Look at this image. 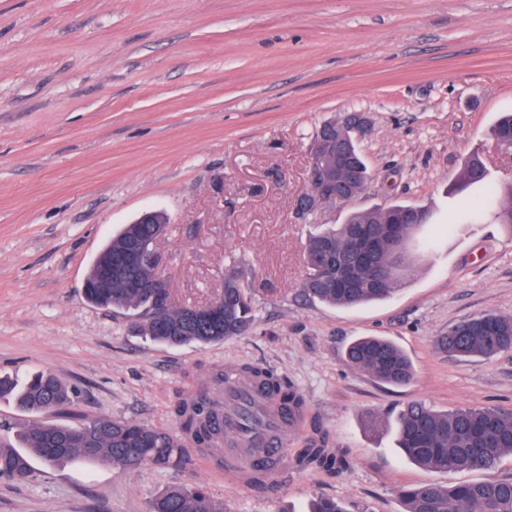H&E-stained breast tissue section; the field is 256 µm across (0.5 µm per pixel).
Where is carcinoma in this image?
Returning a JSON list of instances; mask_svg holds the SVG:
<instances>
[{
    "instance_id": "obj_1",
    "label": "carcinoma",
    "mask_w": 512,
    "mask_h": 512,
    "mask_svg": "<svg viewBox=\"0 0 512 512\" xmlns=\"http://www.w3.org/2000/svg\"><path fill=\"white\" fill-rule=\"evenodd\" d=\"M512 130V113L502 114L491 128L492 137L508 145L505 131ZM348 165L356 169L351 197L359 196L370 175L359 151ZM487 172L479 156L465 162L455 180L454 189H486L471 224L479 223L489 211L493 220L512 229V187L499 193L487 187ZM421 211L420 224H404L397 237L389 234L401 212ZM430 224V212L422 206L396 203L388 208L350 212L343 223L309 236L306 244L307 276L304 293L311 299L333 306L354 307L385 300L395 291L400 278L410 269L408 246ZM153 225L128 224L112 236L92 263L85 297L91 304L138 312V328L151 341L169 346H189L221 342L246 335L256 320L253 295L231 271L224 278V304L218 325L213 329L190 320L192 307L156 302L148 288H131L122 274L112 272V287H98L101 271L116 266L138 241L150 237ZM364 229L377 242L368 263L355 266L349 285L336 286L333 279L319 273L322 255L344 257L355 249L354 233ZM437 347L464 358L491 357L512 349V316L485 315L461 321L438 337ZM347 363L375 380L393 386L409 383L414 375L405 352L395 343L376 336L360 337L346 350ZM242 377L254 378L275 395L291 413H302L304 399L283 378L257 364H244L237 370ZM12 395L19 407L29 413L67 405L73 392L56 376L35 373L23 383L0 377V397ZM177 417L183 432L192 436L200 448L220 438L219 413L206 393L199 392L181 400ZM398 448L412 463L434 471H488L500 459L512 455V409L495 406L435 410L422 402L403 406L396 418ZM48 465L81 460L106 462L112 466L134 468L149 464L158 468L179 467L184 463V448L163 429L115 419H92L79 426L34 420L22 433V448L0 447V476L28 480L34 476L30 456ZM299 469L336 473L344 460L325 448V439L317 437L294 458ZM405 512H512V480H488L444 486L438 483L406 485L399 489ZM148 512H224L201 485L175 484L149 501Z\"/></svg>"
}]
</instances>
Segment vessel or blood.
Listing matches in <instances>:
<instances>
[{
	"label": "vessel or blood",
	"mask_w": 512,
	"mask_h": 512,
	"mask_svg": "<svg viewBox=\"0 0 512 512\" xmlns=\"http://www.w3.org/2000/svg\"><path fill=\"white\" fill-rule=\"evenodd\" d=\"M224 397L231 411L224 414V431L237 437L246 453L224 461L225 477L270 470L281 454L283 437L292 422L287 410L272 403L251 382L241 380L225 386Z\"/></svg>",
	"instance_id": "1"
}]
</instances>
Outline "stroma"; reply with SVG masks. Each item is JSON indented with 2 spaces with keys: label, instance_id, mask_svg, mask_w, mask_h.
I'll return each instance as SVG.
<instances>
[{
  "label": "stroma",
  "instance_id": "1",
  "mask_svg": "<svg viewBox=\"0 0 512 512\" xmlns=\"http://www.w3.org/2000/svg\"><path fill=\"white\" fill-rule=\"evenodd\" d=\"M512 112V0H0V376L49 372L77 398L56 417H110L178 433L172 408L220 370L261 365L303 394L276 490L227 481L222 448L188 446L186 464L106 463L0 477V512H147L176 483L204 486L224 512H404L397 490L474 480L416 466L394 447L397 412L512 408V351L455 358L435 339L464 319L512 315V232L463 223L477 195L451 187L479 154L492 185L512 154L489 130ZM362 114L370 172L348 205L305 216L307 154L322 126ZM394 203L455 224L383 301L352 308L302 294L307 236L352 211ZM169 219L161 269L176 304H201L239 268L257 300L249 335L169 347L128 311L89 304L83 285L104 243L142 212ZM382 336L415 376L389 386L345 361ZM345 470L292 459L315 431Z\"/></svg>",
  "mask_w": 512,
  "mask_h": 512
}]
</instances>
